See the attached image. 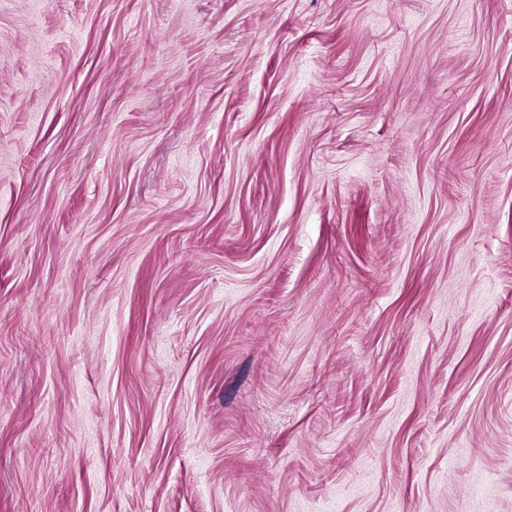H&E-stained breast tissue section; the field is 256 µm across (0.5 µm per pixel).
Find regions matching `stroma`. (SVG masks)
I'll return each instance as SVG.
<instances>
[{
	"instance_id": "1",
	"label": "stroma",
	"mask_w": 512,
	"mask_h": 512,
	"mask_svg": "<svg viewBox=\"0 0 512 512\" xmlns=\"http://www.w3.org/2000/svg\"><path fill=\"white\" fill-rule=\"evenodd\" d=\"M0 512H512V0H0Z\"/></svg>"
}]
</instances>
